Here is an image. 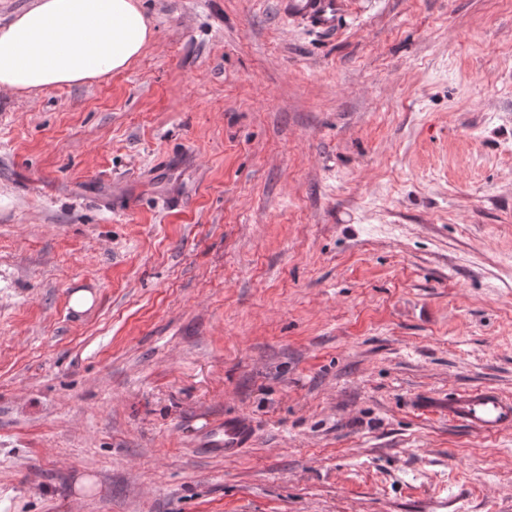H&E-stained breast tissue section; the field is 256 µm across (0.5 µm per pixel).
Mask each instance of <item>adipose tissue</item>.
I'll return each instance as SVG.
<instances>
[{"mask_svg": "<svg viewBox=\"0 0 512 512\" xmlns=\"http://www.w3.org/2000/svg\"><path fill=\"white\" fill-rule=\"evenodd\" d=\"M152 39L136 0H34L0 25V89L37 93L117 73Z\"/></svg>", "mask_w": 512, "mask_h": 512, "instance_id": "adipose-tissue-1", "label": "adipose tissue"}]
</instances>
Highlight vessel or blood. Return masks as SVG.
<instances>
[{"mask_svg": "<svg viewBox=\"0 0 512 512\" xmlns=\"http://www.w3.org/2000/svg\"><path fill=\"white\" fill-rule=\"evenodd\" d=\"M346 4L347 0H279L286 18L304 21L321 32L335 30ZM448 418L480 434L495 436L512 429V399L490 389L464 390L449 398ZM251 438L249 418L228 415L212 434L210 445L231 457L245 448Z\"/></svg>", "mask_w": 512, "mask_h": 512, "instance_id": "vessel-or-blood-1", "label": "vessel or blood"}]
</instances>
